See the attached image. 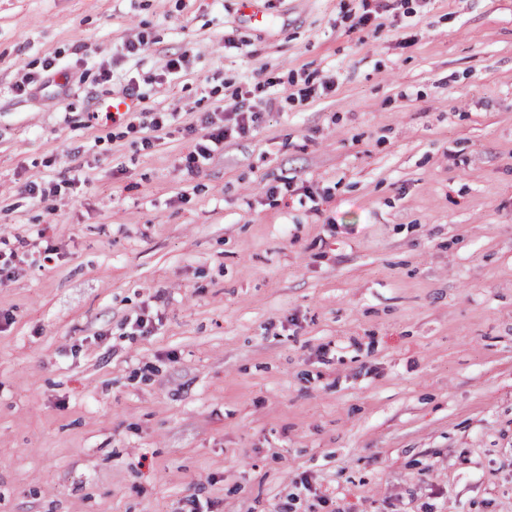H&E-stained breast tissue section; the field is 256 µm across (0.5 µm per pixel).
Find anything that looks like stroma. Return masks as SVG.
I'll list each match as a JSON object with an SVG mask.
<instances>
[{
	"label": "stroma",
	"mask_w": 512,
	"mask_h": 512,
	"mask_svg": "<svg viewBox=\"0 0 512 512\" xmlns=\"http://www.w3.org/2000/svg\"><path fill=\"white\" fill-rule=\"evenodd\" d=\"M266 2L0 0V512H512V0ZM43 72L30 74L23 82L22 88L47 89L55 87V95L60 96L65 92V84L57 83L55 80L56 71H52L51 64L44 66ZM243 105L235 108L237 112L234 113L235 118L231 126L224 124L222 127L218 126L213 128L205 134L201 140L197 141L194 145V150L189 154V164L198 163L199 160H209L212 154L219 148L220 145L224 147V139L232 136L234 133H245L249 129L258 124V112L242 111Z\"/></svg>",
	"instance_id": "1"
}]
</instances>
